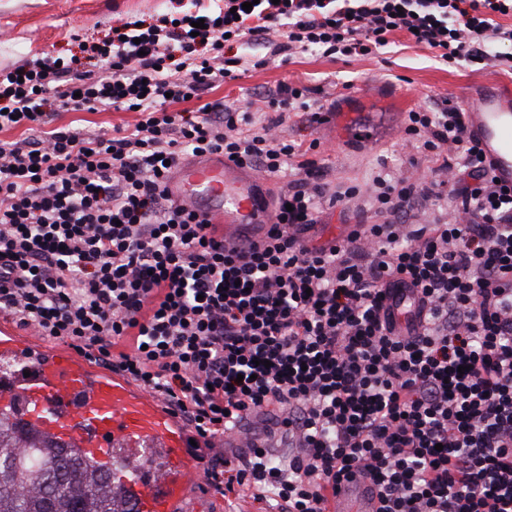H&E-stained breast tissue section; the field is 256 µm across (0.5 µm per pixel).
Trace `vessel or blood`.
I'll list each match as a JSON object with an SVG mask.
<instances>
[{
	"label": "vessel or blood",
	"instance_id": "obj_1",
	"mask_svg": "<svg viewBox=\"0 0 512 512\" xmlns=\"http://www.w3.org/2000/svg\"><path fill=\"white\" fill-rule=\"evenodd\" d=\"M468 124L501 184L512 185V106L494 95L480 99ZM262 180L222 154L190 158L166 181L168 197L218 224L225 242L258 241L272 229L260 193ZM0 358L27 365L28 375L0 382V410L14 397L30 405L27 423L77 448L90 462L123 466L125 490L140 512H193L188 489L201 474L191 437L169 409L125 377L95 370L64 350L34 346L0 331ZM161 456L160 472L148 473L143 458ZM377 487L356 476L337 491L329 512H377Z\"/></svg>",
	"mask_w": 512,
	"mask_h": 512
}]
</instances>
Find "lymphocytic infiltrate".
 <instances>
[{"label": "lymphocytic infiltrate", "instance_id": "obj_1", "mask_svg": "<svg viewBox=\"0 0 512 512\" xmlns=\"http://www.w3.org/2000/svg\"><path fill=\"white\" fill-rule=\"evenodd\" d=\"M243 2L123 22L93 46V67L44 54L0 69V132H27L0 139V312L162 395L205 448L270 416L247 456L203 464L210 485L251 488L267 512H326L357 472L379 512H512V186L496 184L465 109L408 113L406 134L441 160L431 176L333 190L276 135V113L318 120L307 86L267 94L263 124L207 98L272 57L349 60L398 33L452 65L512 70L511 52H489L512 42L499 22L512 0ZM112 110L138 117L111 135L55 124ZM215 152L284 178L268 240L225 247L166 196L175 163ZM359 195L380 223L304 240L322 204ZM440 206L448 220L420 223ZM403 287L418 297L405 334L385 308ZM276 432L287 453L271 450Z\"/></svg>", "mask_w": 512, "mask_h": 512}]
</instances>
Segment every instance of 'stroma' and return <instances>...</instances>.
Instances as JSON below:
<instances>
[{"mask_svg":"<svg viewBox=\"0 0 512 512\" xmlns=\"http://www.w3.org/2000/svg\"><path fill=\"white\" fill-rule=\"evenodd\" d=\"M178 0H0V68L45 52L68 56L81 45L100 42L119 21L151 19L173 13ZM481 82L512 90V73L488 65L473 71L448 66L424 47L396 37L379 54L349 62L313 52L290 57L287 64L269 63L238 79L225 80L210 92L239 106L259 101L284 83L302 84L323 104H335L336 121L319 125L285 113L278 128L285 141L306 144V159L324 169L329 186L363 184L382 168L406 170L437 167L435 156L418 148L405 131L408 112L451 99L464 107L475 104L470 86ZM379 215L353 199L325 208L320 224L309 231L313 243L342 237L349 225L379 222ZM200 512H260L250 491L225 498L217 489L191 486Z\"/></svg>","mask_w":512,"mask_h":512,"instance_id":"1","label":"stroma"}]
</instances>
